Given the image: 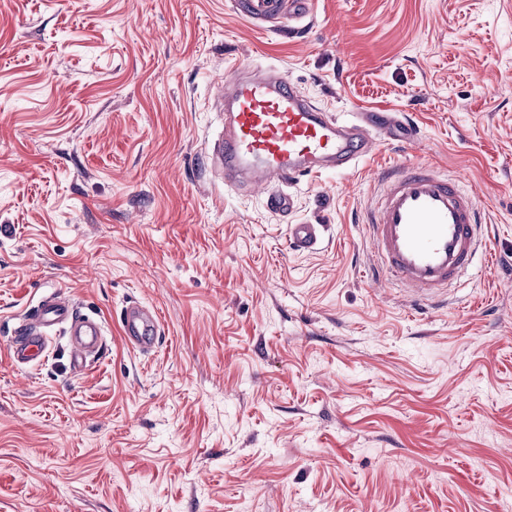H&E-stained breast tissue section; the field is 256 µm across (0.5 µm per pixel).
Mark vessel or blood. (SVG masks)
Instances as JSON below:
<instances>
[{
    "mask_svg": "<svg viewBox=\"0 0 512 512\" xmlns=\"http://www.w3.org/2000/svg\"><path fill=\"white\" fill-rule=\"evenodd\" d=\"M312 5L313 0L236 3L243 16L276 28L311 16ZM217 99L224 129L212 161L223 169L225 183L263 192L268 210L282 215L293 207L282 190L291 180L355 170L395 129L402 143L418 140L416 127L392 116L357 112L349 121L335 119L280 72H234L219 84ZM482 222L475 195L457 179L423 165L388 171L368 215L377 271L398 282L411 303H436L450 285L477 272ZM320 237L317 224L289 227V240L299 250L315 249ZM158 326L156 309L133 302L122 311V333L140 352L155 348ZM53 327L68 329L71 369L83 374L89 355L102 347L103 330L97 321L80 316L59 288L19 322L7 343L11 361L22 365L40 359Z\"/></svg>",
    "mask_w": 512,
    "mask_h": 512,
    "instance_id": "b4317fda",
    "label": "vessel or blood"
}]
</instances>
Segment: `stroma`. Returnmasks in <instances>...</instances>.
Masks as SVG:
<instances>
[{
    "instance_id": "1",
    "label": "stroma",
    "mask_w": 512,
    "mask_h": 512,
    "mask_svg": "<svg viewBox=\"0 0 512 512\" xmlns=\"http://www.w3.org/2000/svg\"><path fill=\"white\" fill-rule=\"evenodd\" d=\"M313 16L291 36L235 0H0V512H512V0ZM235 66L420 138L272 213L208 156ZM400 162L485 213L482 269L429 310L373 274L366 217ZM59 285L104 325L78 376L61 331L36 363L6 349ZM131 302L155 351L122 337ZM322 225L292 224L289 225V240L298 250H312L318 245ZM159 315L156 309L133 302L121 315L122 333L130 344L143 353L152 351L157 342Z\"/></svg>"
}]
</instances>
